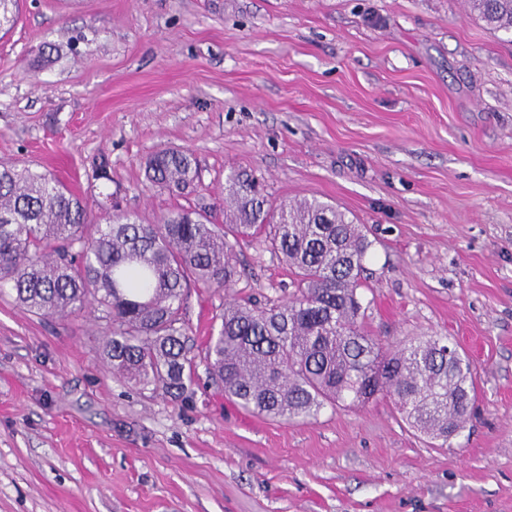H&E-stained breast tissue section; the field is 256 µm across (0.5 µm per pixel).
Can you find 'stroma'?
I'll return each mask as SVG.
<instances>
[{
    "mask_svg": "<svg viewBox=\"0 0 512 512\" xmlns=\"http://www.w3.org/2000/svg\"><path fill=\"white\" fill-rule=\"evenodd\" d=\"M162 148L194 154L198 192L146 180ZM1 161L146 216L223 217L243 169L274 202L332 203L371 243L366 331L443 337L478 393L444 446L382 398L293 422L226 399L205 365L226 297L293 292L260 237L231 292L187 290L180 400L113 374L101 312L0 293V512H512V38L466 0H20Z\"/></svg>",
    "mask_w": 512,
    "mask_h": 512,
    "instance_id": "35a3bbf8",
    "label": "stroma"
}]
</instances>
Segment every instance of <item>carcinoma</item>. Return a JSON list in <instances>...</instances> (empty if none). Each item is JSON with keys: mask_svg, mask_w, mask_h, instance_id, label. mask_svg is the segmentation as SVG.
<instances>
[{"mask_svg": "<svg viewBox=\"0 0 512 512\" xmlns=\"http://www.w3.org/2000/svg\"><path fill=\"white\" fill-rule=\"evenodd\" d=\"M19 0H0V30L17 21ZM495 32L512 34V0H466ZM155 184L181 192L196 185L192 154L162 149L146 161ZM224 223L209 208L157 218L105 211L89 220L86 201L48 172L0 162V288L27 311L63 318L95 304L112 335L103 349L115 374L176 397L188 392L183 306L190 283L231 288L240 271L234 243L266 235L295 291L286 303H224L207 370L224 395L257 415L315 419L326 405L394 400L402 418L448 441L475 396L469 359L440 337L385 349L362 324V225L318 199L273 205L261 180L234 173L224 187Z\"/></svg>", "mask_w": 512, "mask_h": 512, "instance_id": "cac0c4a2", "label": "carcinoma"}]
</instances>
